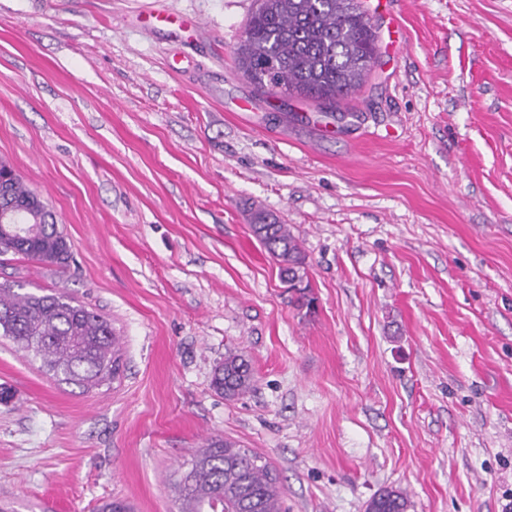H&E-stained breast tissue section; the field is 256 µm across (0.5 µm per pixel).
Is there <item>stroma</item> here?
Masks as SVG:
<instances>
[{
  "mask_svg": "<svg viewBox=\"0 0 512 512\" xmlns=\"http://www.w3.org/2000/svg\"><path fill=\"white\" fill-rule=\"evenodd\" d=\"M379 53L343 105L260 95L256 0H0V161L67 267L0 263L111 323L84 389L0 336V512H175L207 440L266 456L287 512H512V0H357ZM197 32L150 30L148 13ZM298 240L301 307L252 235ZM244 353L249 392L214 391ZM409 499L401 489H385L367 504L366 512H407Z\"/></svg>",
  "mask_w": 512,
  "mask_h": 512,
  "instance_id": "35a3bbf8",
  "label": "stroma"
}]
</instances>
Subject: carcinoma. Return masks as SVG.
<instances>
[{
	"label": "carcinoma",
	"instance_id": "cac0c4a2",
	"mask_svg": "<svg viewBox=\"0 0 512 512\" xmlns=\"http://www.w3.org/2000/svg\"><path fill=\"white\" fill-rule=\"evenodd\" d=\"M244 36L234 48L238 65L262 94H284L328 104L347 99L370 71L377 35L356 0H258ZM18 216L33 227L26 238L14 225L0 223V256L22 255L63 267L70 243L59 229L50 205L18 173L0 186V217ZM254 236L280 263V271L297 301L311 307L305 282V256L286 224H270L257 212ZM0 336L42 359L63 380L90 388L112 379L116 369L111 323L64 293H18L0 287ZM245 355L229 352L213 373L212 387L231 400L251 387ZM176 512H285L279 475L261 455L217 439L199 449L176 484ZM401 489H385L366 512H408Z\"/></svg>",
	"mask_w": 512,
	"mask_h": 512
}]
</instances>
